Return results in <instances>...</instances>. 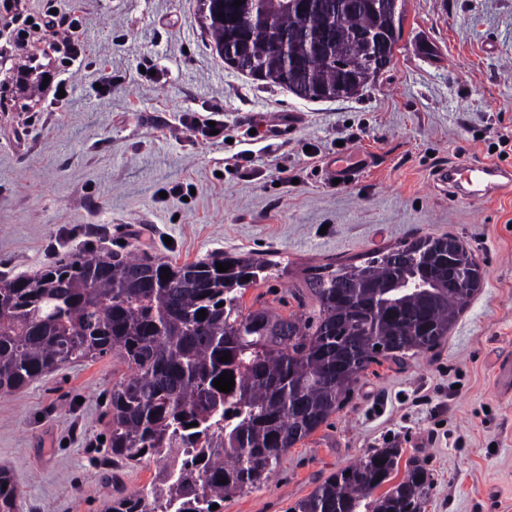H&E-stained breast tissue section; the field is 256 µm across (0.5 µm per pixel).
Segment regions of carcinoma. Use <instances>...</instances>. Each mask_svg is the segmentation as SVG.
Wrapping results in <instances>:
<instances>
[{
	"instance_id": "carcinoma-1",
	"label": "carcinoma",
	"mask_w": 512,
	"mask_h": 512,
	"mask_svg": "<svg viewBox=\"0 0 512 512\" xmlns=\"http://www.w3.org/2000/svg\"><path fill=\"white\" fill-rule=\"evenodd\" d=\"M200 2L219 51V14L230 0ZM349 2L344 14L301 19L293 0H248L246 62L267 82L301 85L312 100L350 97L336 57H371L385 4ZM447 241L425 235L358 265L314 267L307 284L315 309L287 317L244 308L247 288L288 270L251 253L179 264L80 251L34 276H0V394L70 363L119 358L129 375L112 385L108 451L126 463L153 462L156 473L102 512H223L225 497L266 484L281 456L342 407L370 365L429 352L448 336L482 288L483 271L458 239L448 266ZM218 263L230 268L220 272ZM225 371L234 377L228 393L213 384ZM401 459L395 444L373 448L286 512H423L433 477L415 458L400 471ZM3 485L0 512H16L13 477L0 466Z\"/></svg>"
}]
</instances>
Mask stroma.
Instances as JSON below:
<instances>
[{
    "instance_id": "35a3bbf8",
    "label": "stroma",
    "mask_w": 512,
    "mask_h": 512,
    "mask_svg": "<svg viewBox=\"0 0 512 512\" xmlns=\"http://www.w3.org/2000/svg\"><path fill=\"white\" fill-rule=\"evenodd\" d=\"M56 5L83 22L85 59L64 103L32 96L55 62L35 51L18 74V50L0 31V275L32 276L89 246L181 264L252 253L288 272L249 288L244 306L260 298L286 315L308 267L356 263L416 235L457 236L484 283L448 337L371 366L268 484L225 498L224 512H286L388 439L432 474L425 512H512V397L496 381L512 361V195L455 197L434 181L451 163L512 168V0H403L390 68L332 101L229 67L195 0ZM191 116L219 121L223 139L194 136L183 125ZM502 139L504 153L492 152ZM349 152L366 156L365 168L333 184L325 165ZM282 167L291 183H280ZM127 373L107 356L0 395V465L14 477L16 512H100L109 496L152 481L155 464L104 458V398Z\"/></svg>"
}]
</instances>
